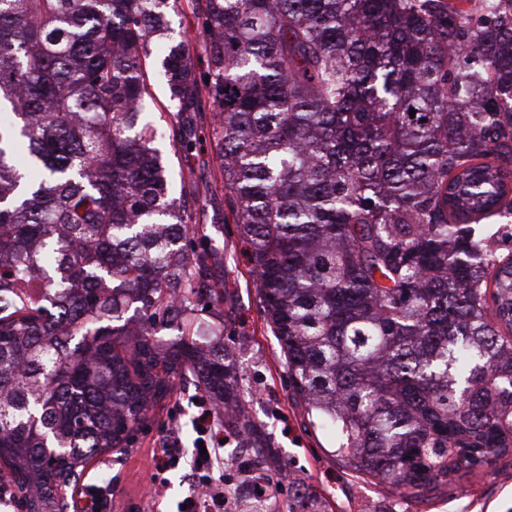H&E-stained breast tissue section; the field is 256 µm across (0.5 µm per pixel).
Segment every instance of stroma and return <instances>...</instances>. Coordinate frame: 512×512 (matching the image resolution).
<instances>
[{
    "instance_id": "1",
    "label": "stroma",
    "mask_w": 512,
    "mask_h": 512,
    "mask_svg": "<svg viewBox=\"0 0 512 512\" xmlns=\"http://www.w3.org/2000/svg\"><path fill=\"white\" fill-rule=\"evenodd\" d=\"M173 192L180 177L192 174L193 193L187 205L189 221L204 226L220 253L216 278L232 292L222 314L202 313L201 328L224 329V344L236 367L235 387L248 409V422L260 430L266 447L251 449L262 472L277 478L267 499V512H291L294 490L289 479L302 481L316 512H512V456L498 460L489 471L466 476L419 500L404 501L337 460L336 441L303 408L294 405L288 371L280 345L263 312L252 267L242 253L234 217L224 203L215 144L202 139L192 154L174 153L160 145ZM199 391L190 384L174 389L165 408L151 413L134 435L130 447L104 453L87 467L80 483L69 489V512H92L88 485L110 487L112 496L101 512H178L190 486L183 471L168 473L167 486L148 494L152 459L159 448L158 430L171 409L181 411L182 441L192 449L197 437L193 419Z\"/></svg>"
}]
</instances>
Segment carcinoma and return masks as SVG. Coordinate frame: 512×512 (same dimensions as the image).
I'll use <instances>...</instances> for the list:
<instances>
[{
	"mask_svg": "<svg viewBox=\"0 0 512 512\" xmlns=\"http://www.w3.org/2000/svg\"><path fill=\"white\" fill-rule=\"evenodd\" d=\"M177 0H0V485L25 512L191 376L245 419L229 296L181 223L143 68ZM204 0L160 60L171 146L211 112L292 399L403 499L512 454V0ZM415 116H410V110ZM177 340H155L159 328ZM242 448H265L243 428Z\"/></svg>",
	"mask_w": 512,
	"mask_h": 512,
	"instance_id": "1",
	"label": "carcinoma"
}]
</instances>
